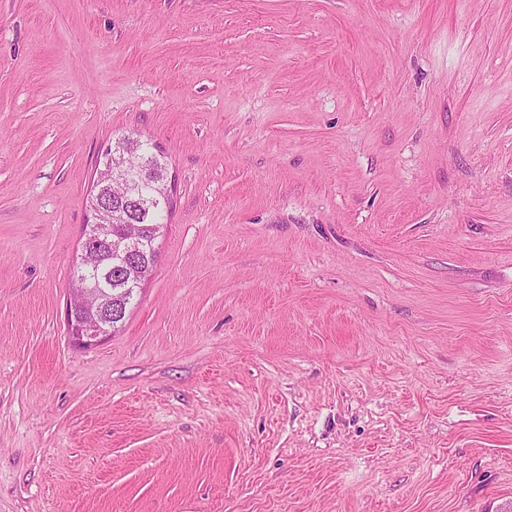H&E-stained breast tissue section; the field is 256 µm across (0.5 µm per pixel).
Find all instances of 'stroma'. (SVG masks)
<instances>
[{"mask_svg": "<svg viewBox=\"0 0 512 512\" xmlns=\"http://www.w3.org/2000/svg\"><path fill=\"white\" fill-rule=\"evenodd\" d=\"M131 133L176 207L78 351ZM0 512H512V0H0ZM139 141L129 139L127 136L112 141L105 149L107 162L104 168L99 170L96 183L104 181V186H107L109 191L112 182L126 181L130 187L129 195L134 194L135 188L128 177L129 172L126 170L124 160L130 151L136 150Z\"/></svg>", "mask_w": 512, "mask_h": 512, "instance_id": "35a3bbf8", "label": "stroma"}]
</instances>
